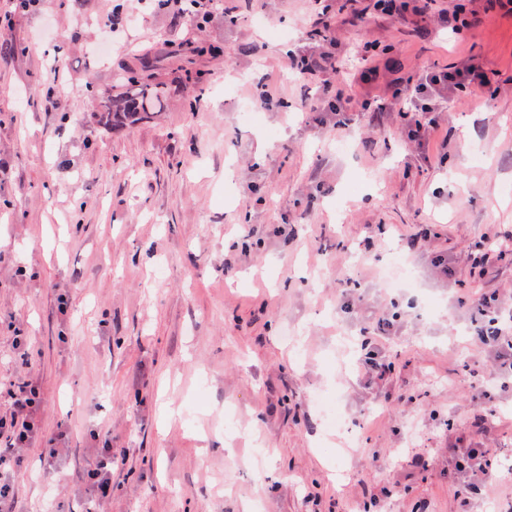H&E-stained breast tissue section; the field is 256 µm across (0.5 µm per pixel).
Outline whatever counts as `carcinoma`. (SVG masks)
Masks as SVG:
<instances>
[{
  "mask_svg": "<svg viewBox=\"0 0 512 512\" xmlns=\"http://www.w3.org/2000/svg\"><path fill=\"white\" fill-rule=\"evenodd\" d=\"M150 61L142 62L141 72L126 79L118 94H103L99 98L97 124L117 130L149 122L164 111L167 102L165 83L154 80Z\"/></svg>",
  "mask_w": 512,
  "mask_h": 512,
  "instance_id": "carcinoma-1",
  "label": "carcinoma"
}]
</instances>
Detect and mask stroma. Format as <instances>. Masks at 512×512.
Masks as SVG:
<instances>
[{
	"label": "stroma",
	"mask_w": 512,
	"mask_h": 512,
	"mask_svg": "<svg viewBox=\"0 0 512 512\" xmlns=\"http://www.w3.org/2000/svg\"><path fill=\"white\" fill-rule=\"evenodd\" d=\"M375 3L324 0L344 76L290 67L313 0H224L203 25L155 6L101 57L114 0H42L0 26V416L31 375L40 430L63 435L53 468L37 443L0 471L15 512H460L448 446L482 413L460 373L496 363L466 341L468 299L512 290V256L482 279L467 261L481 235L512 234V13ZM459 3L474 24L455 34L439 17ZM146 59L166 110L99 127L96 95ZM469 62L492 79L485 100L444 99L428 148L397 111L365 108L422 66ZM322 84L339 111L313 110ZM428 225L414 287L388 283ZM385 319L379 381L351 342ZM492 394L486 435L512 460V385ZM107 443L98 503L77 475Z\"/></svg>",
	"instance_id": "stroma-1"
}]
</instances>
